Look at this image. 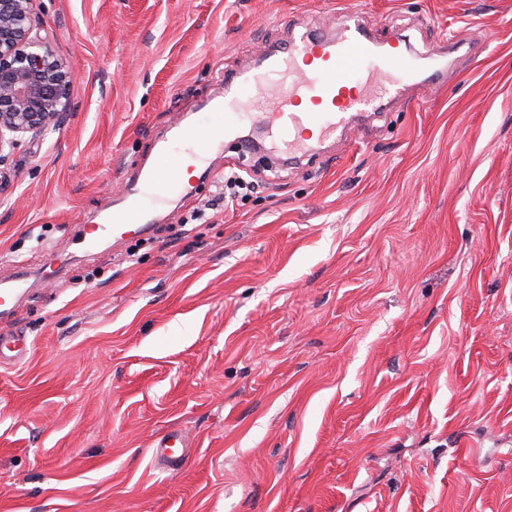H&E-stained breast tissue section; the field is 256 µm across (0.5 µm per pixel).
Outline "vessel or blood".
I'll return each mask as SVG.
<instances>
[{
    "label": "vessel or blood",
    "instance_id": "b4317fda",
    "mask_svg": "<svg viewBox=\"0 0 512 512\" xmlns=\"http://www.w3.org/2000/svg\"><path fill=\"white\" fill-rule=\"evenodd\" d=\"M400 37L379 44L356 14H346L335 35L306 30L271 49L260 65L227 75L224 92L212 107L209 124L182 126L174 145L158 148L157 162L128 179L121 201L97 223L82 227L87 245L125 241L144 232L149 203L175 193L190 195L182 159L203 161L212 148L232 134L243 116H251L269 134L281 138L288 155L312 152L316 144L344 131L355 113L378 112L383 101L405 100L425 93L443 77L442 70L420 76L415 55L401 47ZM25 279L0 287V314L20 301ZM182 436L170 431L154 442V457L169 470L182 468L185 457L173 454Z\"/></svg>",
    "mask_w": 512,
    "mask_h": 512
}]
</instances>
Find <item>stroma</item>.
<instances>
[{"instance_id": "35a3bbf8", "label": "stroma", "mask_w": 512, "mask_h": 512, "mask_svg": "<svg viewBox=\"0 0 512 512\" xmlns=\"http://www.w3.org/2000/svg\"><path fill=\"white\" fill-rule=\"evenodd\" d=\"M33 9L73 79L0 166V282H28L0 327L29 342L0 365V512H512V0ZM350 9L381 42L479 50L310 170L227 207L204 177L129 243L76 244L223 74ZM177 444L181 448H188L182 436L176 431H169L154 441V459L165 462L168 465V470H179L185 462L184 451L178 455L168 453V449L177 448Z\"/></svg>"}]
</instances>
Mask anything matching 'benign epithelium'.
I'll use <instances>...</instances> for the list:
<instances>
[{
  "instance_id": "1",
  "label": "benign epithelium",
  "mask_w": 512,
  "mask_h": 512,
  "mask_svg": "<svg viewBox=\"0 0 512 512\" xmlns=\"http://www.w3.org/2000/svg\"><path fill=\"white\" fill-rule=\"evenodd\" d=\"M32 0H0V164L27 133L43 136L69 107L72 73L33 31Z\"/></svg>"
}]
</instances>
